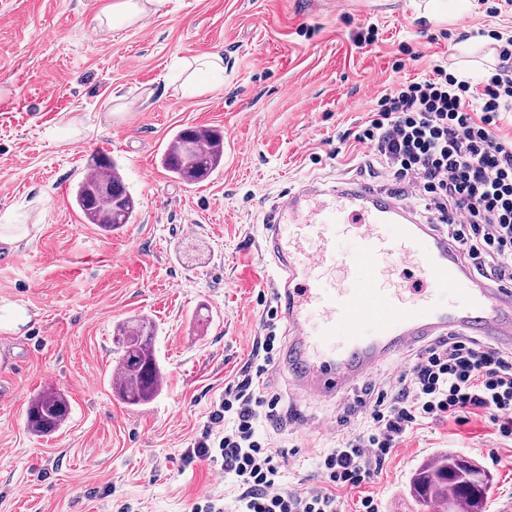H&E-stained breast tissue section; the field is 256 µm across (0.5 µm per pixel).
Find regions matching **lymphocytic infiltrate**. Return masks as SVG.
<instances>
[{"mask_svg":"<svg viewBox=\"0 0 512 512\" xmlns=\"http://www.w3.org/2000/svg\"><path fill=\"white\" fill-rule=\"evenodd\" d=\"M494 38L499 65L481 86L433 65L377 96L353 141L396 183L418 190L430 223L446 226L474 273L511 284L512 138L499 123L512 112V34ZM276 342L275 332L264 336L248 373L225 388L187 451L219 462L238 493L226 509L203 494L191 512H343V492L381 474L402 438L429 420L463 425L482 412L512 440V354L451 335L428 343L377 390L366 428L319 452L320 485L285 487L283 453L261 432L280 417L281 399L265 385Z\"/></svg>","mask_w":512,"mask_h":512,"instance_id":"f902f5d3","label":"lymphocytic infiltrate"}]
</instances>
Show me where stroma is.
<instances>
[{"label":"stroma","instance_id":"stroma-1","mask_svg":"<svg viewBox=\"0 0 512 512\" xmlns=\"http://www.w3.org/2000/svg\"><path fill=\"white\" fill-rule=\"evenodd\" d=\"M112 2L0 0V225L29 229L18 249L0 250V302L30 315L19 332H0V512H189L204 492L233 499L219 465L185 450L266 333V212L299 182L357 175L338 135L374 96L433 60L480 83L498 63L493 31L512 27V13L488 16L496 0H467L463 15L444 18L427 15L430 0H172L137 25L97 28ZM370 25L375 43L357 46ZM403 43L423 57L396 72ZM211 52L228 69L185 91L176 62ZM190 126L224 133V166L199 184L160 164ZM102 151L136 200L132 223L112 232L73 202ZM139 317L155 326L164 384L129 407L112 383V339ZM412 356L389 358L342 400L298 395L272 371L270 389L303 421L267 428L288 450L287 487L316 484L312 459L333 447L347 407ZM46 388L66 396L70 414L39 435L25 411ZM443 448L489 473L485 512H512V441L484 413L407 435L381 474L344 493L345 512L367 494L382 512H426L408 480Z\"/></svg>","mask_w":512,"mask_h":512}]
</instances>
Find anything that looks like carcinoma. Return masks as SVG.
Segmentation results:
<instances>
[{
    "instance_id": "cac0c4a2",
    "label": "carcinoma",
    "mask_w": 512,
    "mask_h": 512,
    "mask_svg": "<svg viewBox=\"0 0 512 512\" xmlns=\"http://www.w3.org/2000/svg\"><path fill=\"white\" fill-rule=\"evenodd\" d=\"M224 164V134L214 129L185 128L178 131L161 156L162 167L174 178L197 183L210 177ZM97 174L85 177L74 190L75 206L85 219L105 231L131 222L136 201L121 175L119 165L107 156L93 159ZM106 180L120 190L117 197H88L99 181ZM154 325L133 319L117 326L113 342L119 353L115 389L129 406L149 403L161 389L163 376L157 362ZM69 402L64 394L44 390L31 399L26 413L29 429L46 435L65 421ZM489 475L474 460L444 450L421 464L409 478L410 494L423 506L443 504L444 512H482Z\"/></svg>"
}]
</instances>
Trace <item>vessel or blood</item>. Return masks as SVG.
Masks as SVG:
<instances>
[{"label":"vessel or blood","instance_id":"b4317fda","mask_svg":"<svg viewBox=\"0 0 512 512\" xmlns=\"http://www.w3.org/2000/svg\"><path fill=\"white\" fill-rule=\"evenodd\" d=\"M353 229L357 252L340 259L335 226ZM261 252L274 264L273 300L288 332L280 364L307 396H343L394 354L453 332L512 348V287L476 277L435 224L393 190L301 182L265 220ZM360 266L356 287L336 269ZM460 296L444 305L443 292Z\"/></svg>","mask_w":512,"mask_h":512}]
</instances>
